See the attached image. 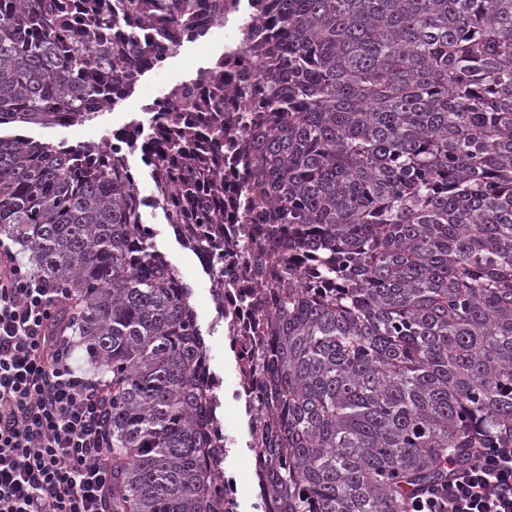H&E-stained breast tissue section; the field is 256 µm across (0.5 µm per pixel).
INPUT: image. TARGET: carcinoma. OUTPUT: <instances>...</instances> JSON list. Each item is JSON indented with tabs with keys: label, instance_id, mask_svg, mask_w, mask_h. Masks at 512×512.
I'll list each match as a JSON object with an SVG mask.
<instances>
[{
	"label": "carcinoma",
	"instance_id": "cac0c4a2",
	"mask_svg": "<svg viewBox=\"0 0 512 512\" xmlns=\"http://www.w3.org/2000/svg\"><path fill=\"white\" fill-rule=\"evenodd\" d=\"M198 0H0V126L91 121ZM267 34L240 156L260 213L261 480L273 512H409L512 443V0H250ZM126 38L112 41V27ZM167 223H224L219 116L160 112ZM112 143L0 134V234L79 302L112 385V512H224L192 288Z\"/></svg>",
	"mask_w": 512,
	"mask_h": 512
}]
</instances>
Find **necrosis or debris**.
Returning a JSON list of instances; mask_svg holds the SVG:
<instances>
[{
  "instance_id": "4bbe7bcc",
  "label": "necrosis or debris",
  "mask_w": 512,
  "mask_h": 512,
  "mask_svg": "<svg viewBox=\"0 0 512 512\" xmlns=\"http://www.w3.org/2000/svg\"><path fill=\"white\" fill-rule=\"evenodd\" d=\"M197 27L214 31L232 27L235 37H242L244 28H262L260 13L254 12L243 0H224L223 12L204 8ZM257 70L253 56L232 45L224 49V112L236 114L239 102L235 89L240 82L254 78ZM179 113L183 123L196 124L209 114L208 103L202 95L186 101L179 86H172L166 94L148 101L141 107L147 120H155L159 105ZM242 126H235L224 136V268L211 270L210 282H223L224 304L217 310L224 321V339L237 365L235 399L244 404L250 424H258L260 410L258 395L263 381V369L258 359L259 339L256 335V317L253 302L263 288L250 254L263 242L255 218L245 214L246 203L238 186L244 171L238 157L245 144Z\"/></svg>"
}]
</instances>
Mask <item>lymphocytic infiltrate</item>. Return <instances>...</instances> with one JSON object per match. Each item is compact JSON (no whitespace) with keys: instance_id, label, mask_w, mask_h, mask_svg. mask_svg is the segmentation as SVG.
<instances>
[{"instance_id":"f902f5d3","label":"lymphocytic infiltrate","mask_w":512,"mask_h":512,"mask_svg":"<svg viewBox=\"0 0 512 512\" xmlns=\"http://www.w3.org/2000/svg\"><path fill=\"white\" fill-rule=\"evenodd\" d=\"M66 300L0 241V512H112L111 399L72 365ZM410 512H512V447L449 465Z\"/></svg>"}]
</instances>
